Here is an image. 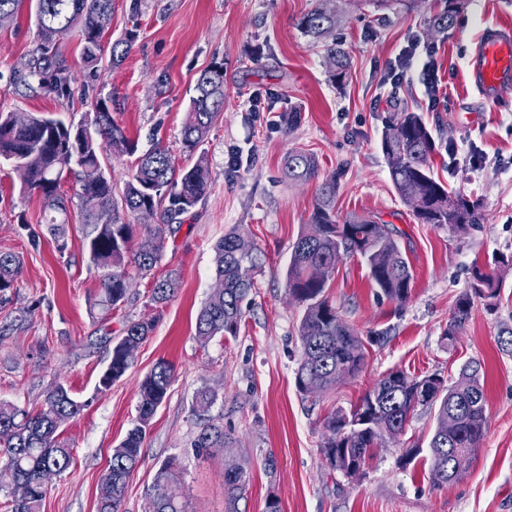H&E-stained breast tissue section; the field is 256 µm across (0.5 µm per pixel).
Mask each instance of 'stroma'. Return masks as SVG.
<instances>
[{
  "instance_id": "obj_1",
  "label": "stroma",
  "mask_w": 512,
  "mask_h": 512,
  "mask_svg": "<svg viewBox=\"0 0 512 512\" xmlns=\"http://www.w3.org/2000/svg\"><path fill=\"white\" fill-rule=\"evenodd\" d=\"M129 3L115 0L103 41L112 45L132 30L137 36L121 65L103 70L94 87L84 85L78 34L61 38L74 80L70 99L35 94L16 82L36 41L29 11L0 24V113L78 121L107 98L139 152L161 143L182 167L193 163L181 139L197 78L213 65L224 67V110L202 146L210 193L166 234L151 276L132 279L127 302L107 318L89 310L100 282L79 214L71 215L67 246L58 250L38 193L24 190L19 173L0 164V252L22 261L11 299L0 304V399L30 410L59 383L86 403L60 427L74 461L48 480L42 512H97L112 451L137 422V385L162 361L173 366V382L146 427L122 512H141L157 469L173 456L188 512H226L228 460L249 478L239 512H266L272 497L281 512H512V349L500 345L512 335V262H498L502 255L512 259V85L491 99L471 81L477 44L488 32L512 28V0H464L444 37L426 32L442 0L383 11L368 0H139L135 18ZM325 3L336 12L335 35L350 56L339 83L330 76L324 42L298 26ZM413 42L410 77L384 81L389 63ZM428 61L440 77L436 104L420 81ZM395 93L432 132L434 178L481 203L482 223L464 234L419 223L394 190L381 141ZM292 112L300 115L293 126ZM294 150L315 156L320 177L336 176L340 217H371L397 230L414 274L412 294L399 305L380 295L359 258L338 262L327 294L357 330L365 362L356 378L310 396L295 385L304 307L288 296L285 279L319 183L284 177V159ZM232 230L256 248L261 267L242 305L238 336L203 346L195 336L197 315L217 286L215 246ZM476 267L501 281V295L492 308L474 299L455 342H447L448 322ZM172 269L181 278L177 294L152 304L154 279ZM141 317L154 319L152 334L125 376L97 392L113 341L127 320ZM469 364L480 365L484 375L488 427L460 481L433 483L426 448L435 419L423 407L402 434L384 438L356 481L328 469L320 453L328 412L350 408L388 371L435 373L455 385ZM204 387L217 395L211 422L230 431L235 443L199 456L191 443L202 423L191 407ZM415 445L420 456L401 466L404 449Z\"/></svg>"
}]
</instances>
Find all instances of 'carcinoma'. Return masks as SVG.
<instances>
[{"instance_id":"cac0c4a2","label":"carcinoma","mask_w":512,"mask_h":512,"mask_svg":"<svg viewBox=\"0 0 512 512\" xmlns=\"http://www.w3.org/2000/svg\"><path fill=\"white\" fill-rule=\"evenodd\" d=\"M37 27V45L28 77L37 88L56 98H70V67L59 51L60 38L72 30L81 37V59L88 77L100 78L104 61L103 33L98 29L99 17L112 13L113 0H32ZM463 3L433 15L428 23L436 34H446L454 27ZM336 26V14L316 8L299 21L304 34L320 38ZM135 34L112 44L109 65L117 66L126 58ZM328 57L334 60V77L346 74L348 59L344 51L332 44ZM183 131V151L197 155L190 167H178L169 149L157 144L144 153L134 172L116 192L100 160V144L96 136L106 139L115 154H133L135 140L115 123L108 101L100 99L93 115L94 131L85 128L86 120L65 123L47 116L31 117L30 124L14 126L9 116L0 113V158L14 163L25 173L24 185L39 194L46 224L53 239L65 236L68 223L66 201L61 193L63 174L78 170L76 193L82 223L87 234L90 261L99 272L100 292L90 311L107 314L127 301L132 274L146 277L161 261L165 232L181 223L209 194L211 182L208 166L200 147L216 117L224 110V67L214 65L202 72L195 86ZM404 129V139L395 143L385 131L382 151L390 164L393 187L422 224L447 227L461 233L482 220L480 204L460 192L448 190L435 180L429 167L436 151L430 130L416 112L394 103L388 126ZM284 175L292 181L307 182L318 178L315 157L305 151L288 154ZM336 175L325 178L319 186L311 214L317 234L307 231L293 246L287 272L286 290L290 297L305 306L299 333L301 355L296 370V386L305 395L324 392L358 375L364 365V348L355 329L337 313L328 299L327 289L336 270V252L362 259L369 269L371 281L380 293L399 305L409 299L413 273L394 235L396 230L370 218L340 219L336 212ZM150 211L159 223L137 225L128 217ZM242 236L232 230L224 235L215 250V273L220 287L214 289L201 308L196 324V337L201 345L214 337L238 335L243 318L242 303L254 287L260 268L255 251H240ZM22 263L13 253H0V302L9 300ZM181 287L177 272L170 271L154 281L151 301L164 304ZM471 293L458 299L445 338L452 341L471 313L472 297L495 300L501 285L492 275L473 269ZM152 319L127 321L122 336L112 345L110 362L101 375L98 390H107L129 369L135 352L153 332ZM173 368L158 363L138 385V423L113 449L112 460L102 479L98 512H120L133 470L141 457L145 426L167 398L173 381ZM464 381L449 387L437 375L415 377L401 370L381 376L360 403L348 410L336 408L324 419V427L338 438L347 459L365 466L366 458L379 446L380 436L371 426L373 419L403 432L420 407L434 410L436 426L429 441L431 476L442 486L460 480L485 435L487 428L486 398L479 368L463 370ZM432 384L435 393L430 400L417 399L420 387ZM216 401L214 391L203 388L196 392L192 411L204 420ZM84 404L76 400L62 384L50 386L41 407L28 411L0 400V495L9 512H41L46 495L42 472L52 469L59 475L72 464V449L60 440V426L80 414ZM457 422L448 434V419ZM233 434L206 423L192 442L196 454L227 448ZM176 459L165 461L156 471L145 496L143 512H186V494L168 482ZM249 479L245 473L224 470L227 512H238Z\"/></svg>"}]
</instances>
